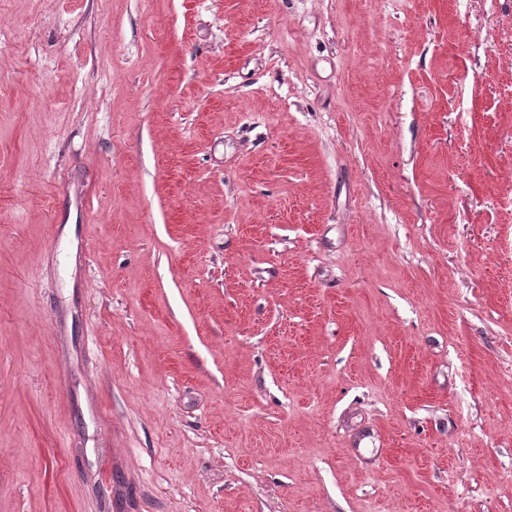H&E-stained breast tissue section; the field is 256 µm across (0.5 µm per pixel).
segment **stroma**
<instances>
[{
	"label": "stroma",
	"instance_id": "stroma-1",
	"mask_svg": "<svg viewBox=\"0 0 512 512\" xmlns=\"http://www.w3.org/2000/svg\"><path fill=\"white\" fill-rule=\"evenodd\" d=\"M0 512H512V0H0Z\"/></svg>",
	"mask_w": 512,
	"mask_h": 512
}]
</instances>
